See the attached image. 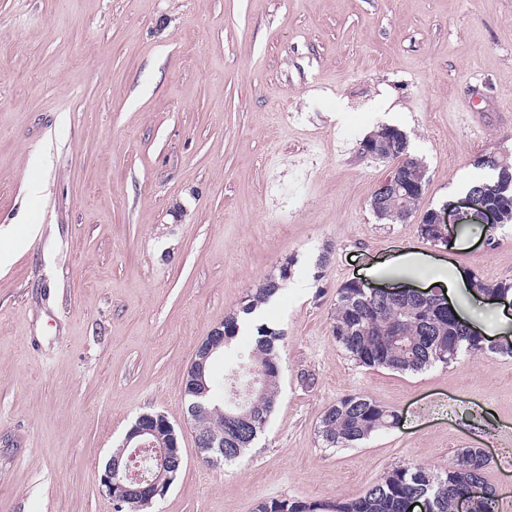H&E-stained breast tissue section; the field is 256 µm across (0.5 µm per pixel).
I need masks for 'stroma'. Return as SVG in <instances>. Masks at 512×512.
<instances>
[{"instance_id":"1","label":"stroma","mask_w":512,"mask_h":512,"mask_svg":"<svg viewBox=\"0 0 512 512\" xmlns=\"http://www.w3.org/2000/svg\"><path fill=\"white\" fill-rule=\"evenodd\" d=\"M384 127L425 168L421 210L512 157V0H0V512H114L98 475L145 412L183 466L146 512H255L360 496L392 467L485 449L512 512V358L417 373L359 367L336 344L337 288L427 290L419 254L512 284V222L452 226L371 209L394 168ZM262 319L285 334L277 402L215 470L186 421L198 345L283 264ZM349 393L394 428L327 448Z\"/></svg>"}]
</instances>
